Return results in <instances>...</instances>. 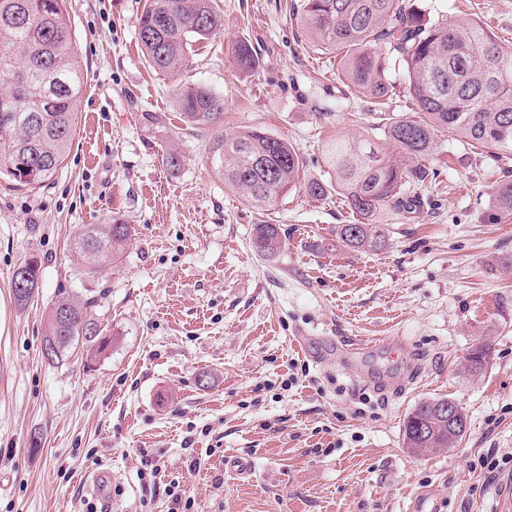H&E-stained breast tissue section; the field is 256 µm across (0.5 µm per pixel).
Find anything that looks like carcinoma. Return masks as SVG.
Masks as SVG:
<instances>
[{"label": "carcinoma", "mask_w": 512, "mask_h": 512, "mask_svg": "<svg viewBox=\"0 0 512 512\" xmlns=\"http://www.w3.org/2000/svg\"><path fill=\"white\" fill-rule=\"evenodd\" d=\"M298 23L313 46L347 50L341 71L349 85L376 104L394 90L401 68L418 118L388 119L382 140L400 154L385 155L380 143L339 138L327 145L336 171V192L357 215L353 224L336 225V238L352 250H380L384 230L374 223L383 210L410 208L408 187L429 176L424 162L433 155L436 132L446 129L466 142L512 160V52L503 49L479 23L461 25L424 20L414 0H302ZM223 24L212 0H146L136 20L138 42L150 66L173 75L193 45ZM40 36L51 49L56 76L45 77L29 48ZM238 69L252 73L260 56L248 40L234 46ZM86 75L78 53L66 0H0V181L35 189L63 167L76 132L77 103ZM183 121L193 127L216 125L224 116V95L199 85L178 98ZM211 153L224 182L257 208H271L301 178L300 156L286 140L250 128L214 141ZM495 211L512 214V171L503 170L495 189ZM133 228L118 217L87 224L74 241L84 273L95 276L116 262L132 240ZM254 245L264 255L281 246L279 227L255 225ZM30 286L12 283L15 303L27 305L38 288L39 268ZM94 296L59 294L49 308L42 348L48 362L75 350L93 358L110 344L95 313ZM491 347L481 343L468 353L471 374L483 373ZM449 398L415 404L404 424L406 447L421 454L450 448L465 434L468 417L458 407L460 424L451 429L433 409Z\"/></svg>", "instance_id": "1"}]
</instances>
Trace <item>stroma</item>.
<instances>
[{
  "label": "stroma",
  "instance_id": "35a3bbf8",
  "mask_svg": "<svg viewBox=\"0 0 512 512\" xmlns=\"http://www.w3.org/2000/svg\"><path fill=\"white\" fill-rule=\"evenodd\" d=\"M416 2L512 51V0ZM144 4L68 0L87 76L71 152L37 189L0 185V512H90L107 496L118 512H179L145 493L154 467L189 512H416L422 499L512 512V267L497 263L512 256V214L490 207L501 162L438 132L410 189L420 205L384 210L380 251L337 243L354 221L341 196L254 208L214 166L215 138L261 128L299 153L302 180L329 181L326 144L376 137L380 115L341 73L342 52L307 41L301 0H214L222 27L174 75L140 50ZM243 38L260 53L252 73L233 58ZM198 85L223 94L220 124L183 122L179 94ZM115 215L132 242L86 276L71 242ZM258 224L279 225L275 255L255 251ZM31 260L39 289L21 309L12 277ZM62 291L97 296L112 338L99 357L43 358ZM482 342L493 359L473 376L466 355ZM439 397L461 404L467 432L414 455L404 421Z\"/></svg>",
  "mask_w": 512,
  "mask_h": 512
}]
</instances>
